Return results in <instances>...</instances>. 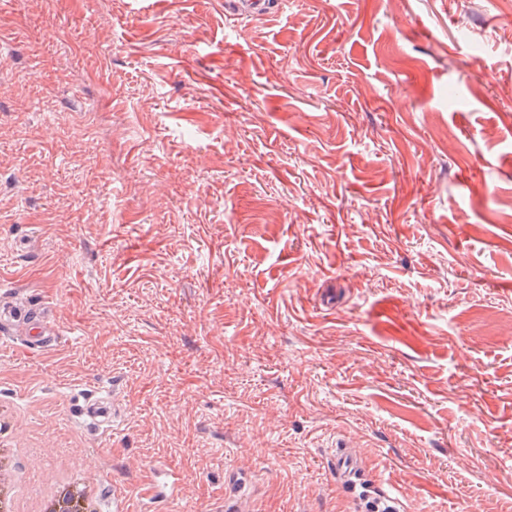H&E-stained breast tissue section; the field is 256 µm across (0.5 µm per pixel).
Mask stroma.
Returning <instances> with one entry per match:
<instances>
[{"label": "stroma", "mask_w": 512, "mask_h": 512, "mask_svg": "<svg viewBox=\"0 0 512 512\" xmlns=\"http://www.w3.org/2000/svg\"><path fill=\"white\" fill-rule=\"evenodd\" d=\"M1 67V476L512 512V0H0ZM359 464L345 448L336 450V473L344 481L354 484L360 473Z\"/></svg>", "instance_id": "1"}]
</instances>
